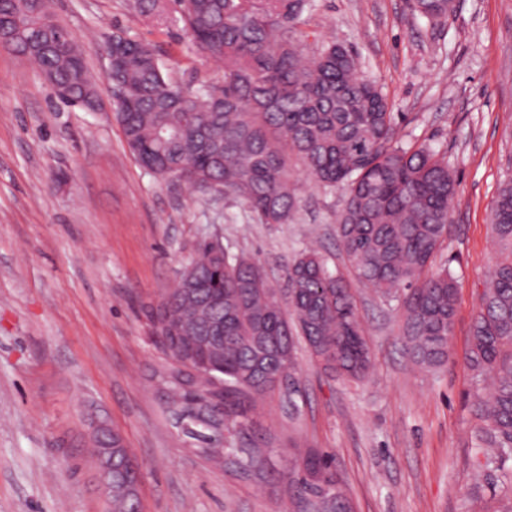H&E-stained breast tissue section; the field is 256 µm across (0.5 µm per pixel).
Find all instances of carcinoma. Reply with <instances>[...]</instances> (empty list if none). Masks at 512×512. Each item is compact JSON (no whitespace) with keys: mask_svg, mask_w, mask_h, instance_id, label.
Instances as JSON below:
<instances>
[{"mask_svg":"<svg viewBox=\"0 0 512 512\" xmlns=\"http://www.w3.org/2000/svg\"><path fill=\"white\" fill-rule=\"evenodd\" d=\"M179 21L203 55L224 63V83L186 88L174 82L153 49L120 59L115 76L126 99L113 116L126 145L154 176L185 182L203 193L247 205L261 224H286L298 206L289 160L296 157L318 184L340 188L344 208L337 235L357 279L374 288L402 317V351L420 368L448 361L457 281L433 261L448 237L456 181L446 153L397 140V117L379 86L358 76V61L343 45H322L304 57L294 29L314 0H174ZM419 13L448 14L444 0H423ZM42 0H0V16L15 24L10 39L52 84L82 76L77 96L96 98L97 82L74 36L44 23ZM496 259L483 284L466 363L476 382L492 390L478 399L477 448L512 482V178L492 204ZM195 275L206 287L187 288ZM288 309L261 265L246 255L215 257L201 243L158 312L145 311L161 331L165 323L190 325L206 336L223 326L222 354L207 364L224 384V419L243 436L258 401L275 377L294 369L295 337L305 341L322 369L347 381L364 380L372 356L357 307L342 276L322 256L299 251L286 267ZM224 292L219 307L208 304ZM186 419L188 433L206 439L215 412L202 402ZM121 480L112 487L113 512L140 507L142 471L113 431ZM288 512H347L331 462L307 448L288 474Z\"/></svg>","mask_w":512,"mask_h":512,"instance_id":"1","label":"carcinoma"}]
</instances>
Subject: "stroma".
Instances as JSON below:
<instances>
[{"mask_svg": "<svg viewBox=\"0 0 512 512\" xmlns=\"http://www.w3.org/2000/svg\"><path fill=\"white\" fill-rule=\"evenodd\" d=\"M95 76L101 109L59 100L29 62L0 48V512H112L89 440L119 430L143 478L141 512H282L297 447L329 455L356 512H494L505 497L473 446L479 385L464 353L495 256L491 204L512 177V0H453L429 20L412 0H316L298 26L306 54L336 42L402 115L403 144L446 152L458 183L437 262L458 298L447 363L409 368L401 321L357 280L342 252L341 190L299 163L300 205L261 224L242 203L206 201L138 165L113 118L109 38L148 43L184 85L218 86L220 63L196 53L172 9L134 0H52ZM259 260L274 285L302 248L347 282L372 352L362 382L325 374L297 344L296 393L274 391L253 429L270 453L259 473L193 454L152 383L168 360L144 309L172 288L205 240Z\"/></svg>", "mask_w": 512, "mask_h": 512, "instance_id": "1", "label": "stroma"}]
</instances>
